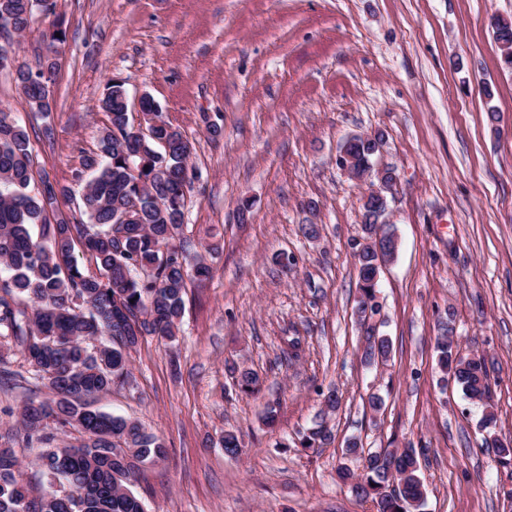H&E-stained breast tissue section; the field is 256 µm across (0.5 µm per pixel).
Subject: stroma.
Instances as JSON below:
<instances>
[{
  "mask_svg": "<svg viewBox=\"0 0 512 512\" xmlns=\"http://www.w3.org/2000/svg\"><path fill=\"white\" fill-rule=\"evenodd\" d=\"M56 12L65 41L39 21L17 51L30 66L54 54L50 117L0 72V109L26 125L35 174L81 190L74 172L108 122L99 101L121 80L189 141L184 237L194 252L219 246L210 279L187 285L175 341L141 339L128 380L96 399L166 447L132 485L145 512H374L337 477L354 436L416 450L424 512H512V463L486 447L482 405L442 381L435 351L449 326L461 355L484 357L495 432L512 440V70L489 24L512 17V0H57ZM375 130V162L397 175L399 239L379 275L392 343L380 365L362 358L354 317L365 188L336 165L348 134ZM244 366L259 393L238 387ZM331 389L332 442L298 447ZM48 394L0 379V447L36 488L39 450L11 430L27 398Z\"/></svg>",
  "mask_w": 512,
  "mask_h": 512,
  "instance_id": "obj_1",
  "label": "stroma"
}]
</instances>
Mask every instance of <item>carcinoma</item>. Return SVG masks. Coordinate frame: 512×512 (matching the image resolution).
<instances>
[{
	"instance_id": "1",
	"label": "carcinoma",
	"mask_w": 512,
	"mask_h": 512,
	"mask_svg": "<svg viewBox=\"0 0 512 512\" xmlns=\"http://www.w3.org/2000/svg\"><path fill=\"white\" fill-rule=\"evenodd\" d=\"M49 20L50 44L66 39L54 0H0V18L13 28L0 37L20 36L35 20ZM500 50L512 49V19L494 24ZM56 65L38 61L20 68L14 79L29 109L46 118L52 111L49 83ZM108 116L97 149L81 158L74 177L92 172L82 189L79 216H66L61 200L72 189L49 176L41 188L33 181V147L28 130L0 112V271L10 277L0 284V336L12 339L36 379L50 397H30L20 413V441L40 445L37 465L48 487L29 497L14 452L0 448V512H145L131 486L140 467L165 456L163 442L137 421L92 406L89 399L130 376V350L147 335L173 340L184 313L187 283H203L211 267L204 256L181 242L186 210L188 141L150 96L142 98L146 114L159 118L148 133L134 130L122 83L109 82L101 101ZM355 166H373L372 146L361 138L350 145ZM93 260L96 271L79 266L75 249ZM360 297L357 306L373 302L369 287L379 268L372 247L354 253ZM106 336L109 341L89 346ZM443 376L452 378L466 398L485 405L482 430L496 422L489 403L488 370L481 357L462 358L454 338L442 334L436 346ZM390 342L367 336L364 359L387 357ZM244 392H255L256 372L237 377ZM54 427L82 434L77 444L55 443ZM331 440L325 419L300 439L303 448H321ZM346 454L363 461L362 470L344 468L357 497L378 505L376 512H421L425 491L413 448H387L364 453L356 440ZM66 484L61 493L56 484Z\"/></svg>"
}]
</instances>
